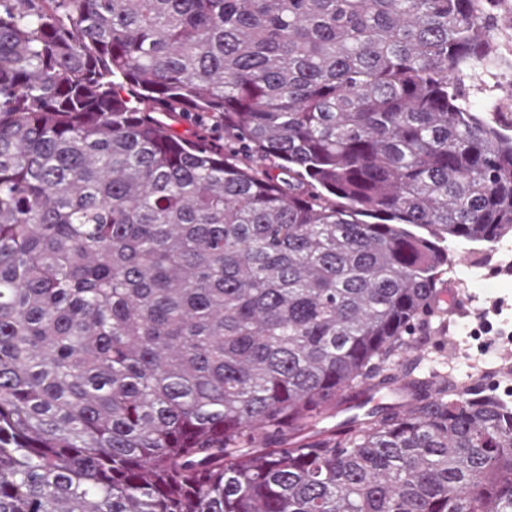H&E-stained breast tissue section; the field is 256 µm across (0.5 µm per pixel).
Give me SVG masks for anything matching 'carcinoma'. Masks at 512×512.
Listing matches in <instances>:
<instances>
[{
	"label": "carcinoma",
	"mask_w": 512,
	"mask_h": 512,
	"mask_svg": "<svg viewBox=\"0 0 512 512\" xmlns=\"http://www.w3.org/2000/svg\"><path fill=\"white\" fill-rule=\"evenodd\" d=\"M498 2L0 0V512H512V405L372 404L512 231ZM494 33L499 69L494 72V75L484 77L485 84L482 83V86H478L479 82H467V85H470V99L478 115L492 121L491 113L493 112H485L483 103L487 99H498L500 112H497V119L510 124L512 123V22L511 25L499 22Z\"/></svg>",
	"instance_id": "obj_1"
}]
</instances>
